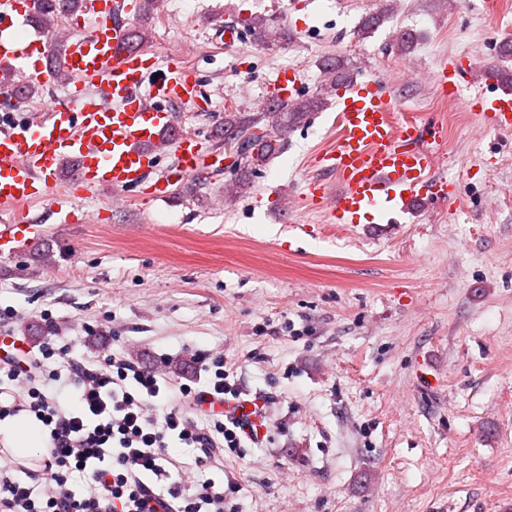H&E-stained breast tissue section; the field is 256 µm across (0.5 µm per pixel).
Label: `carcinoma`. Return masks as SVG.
Returning <instances> with one entry per match:
<instances>
[{
  "instance_id": "1",
  "label": "carcinoma",
  "mask_w": 512,
  "mask_h": 512,
  "mask_svg": "<svg viewBox=\"0 0 512 512\" xmlns=\"http://www.w3.org/2000/svg\"><path fill=\"white\" fill-rule=\"evenodd\" d=\"M33 14L36 22L43 28H50L65 15L71 13L78 0H33ZM154 0H143L141 17L142 24L132 30L129 38L134 45L141 44L148 35L149 20L152 17ZM392 10V0H378L376 10L368 13L359 27L363 36L375 32L387 20ZM323 73L331 84H346L352 79V73L339 58H326L321 62ZM326 97L316 94L298 99H285L275 102L272 111L260 112L256 115H245L241 112H228L224 116V146L233 149L241 157L243 166L237 180L232 183L229 194L237 197L247 194L251 187V176L276 154L284 145V136L289 129L304 121L311 112H316L325 104ZM263 125L267 139L249 143L247 151L241 150L239 140L249 137Z\"/></svg>"
}]
</instances>
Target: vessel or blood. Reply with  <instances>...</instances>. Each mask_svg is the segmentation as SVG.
Masks as SVG:
<instances>
[{
	"mask_svg": "<svg viewBox=\"0 0 512 512\" xmlns=\"http://www.w3.org/2000/svg\"><path fill=\"white\" fill-rule=\"evenodd\" d=\"M139 7L138 0H79L78 22L24 40L17 28L25 7L19 0H0V71L16 75V89L41 88L46 112L42 121H30L17 98L12 111L0 114V210L17 218L0 224V257L42 237V226L27 210L31 203H43L67 224L71 216L63 212L62 199L88 198L103 189L112 190L118 204L146 191L158 198L186 176L223 169L221 148L174 131L172 106L202 109L197 71L183 64L180 54L159 67L146 50L129 46L128 24ZM59 43L64 54L56 69L49 58ZM432 79L449 105L470 106L490 128L512 131V85L500 80L493 57L441 61ZM299 89L295 71L287 69L278 73L269 95L289 99ZM337 99L336 142L318 157L325 176L309 182L303 195L330 223L349 232L365 216L391 224L415 204L434 199L459 204L457 182L434 176L444 156L441 127L397 117L387 78L365 72ZM170 151L178 166L159 168ZM66 161L76 169L62 183L58 173ZM208 406L241 422L255 439L268 431L254 398L212 399Z\"/></svg>",
	"mask_w": 512,
	"mask_h": 512,
	"instance_id": "b4317fda",
	"label": "vessel or blood"
}]
</instances>
